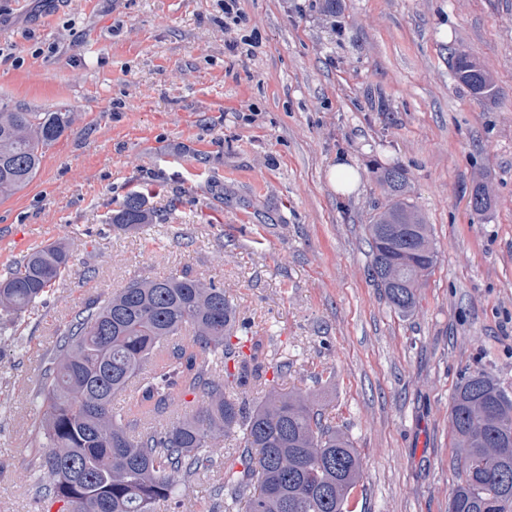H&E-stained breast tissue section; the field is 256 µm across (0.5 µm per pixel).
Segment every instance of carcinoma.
Returning a JSON list of instances; mask_svg holds the SVG:
<instances>
[{
	"instance_id": "cac0c4a2",
	"label": "carcinoma",
	"mask_w": 512,
	"mask_h": 512,
	"mask_svg": "<svg viewBox=\"0 0 512 512\" xmlns=\"http://www.w3.org/2000/svg\"><path fill=\"white\" fill-rule=\"evenodd\" d=\"M452 68L475 99L497 94L470 56L456 55ZM73 121L70 112L0 109V200L30 184L46 147ZM374 174L385 202L366 225L367 272L389 305L408 315L437 263V246L405 194L406 170L378 167ZM471 199L478 216L491 207L481 183ZM151 220L134 195L106 223L132 234ZM73 246L59 239L0 274V343L69 276ZM250 330L224 287L184 268L135 278L74 311L33 389L44 407L32 425L34 445L46 449L36 466L37 497L62 504L61 512H153L161 500L181 503L182 486L223 465L221 442L239 432L240 469L224 468L218 509L235 512L242 503L245 512H350L362 459L323 423L317 397L273 387L250 410L237 396L266 382L255 355L244 351ZM123 396L129 400L115 406ZM180 406L186 412L169 418ZM449 419L460 474L448 512H512V394L489 372L467 371Z\"/></svg>"
}]
</instances>
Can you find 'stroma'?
<instances>
[{"label":"stroma","instance_id":"35a3bbf8","mask_svg":"<svg viewBox=\"0 0 512 512\" xmlns=\"http://www.w3.org/2000/svg\"><path fill=\"white\" fill-rule=\"evenodd\" d=\"M480 62L478 102L450 67ZM72 112L0 202V271L61 238L71 273L0 356V512H44L30 391L74 310L188 265L232 295L280 388L358 449L353 512H448L466 370L512 391V0H0V108ZM359 174L337 191L331 167ZM400 166L438 260L396 313L368 276L372 165ZM491 209L472 215L476 181ZM152 222L120 235L127 196ZM452 68L458 82L477 100H487L497 94L491 75L467 54L454 57Z\"/></svg>","mask_w":512,"mask_h":512}]
</instances>
